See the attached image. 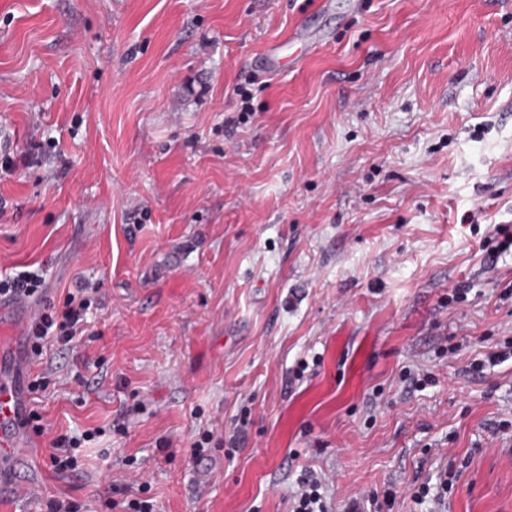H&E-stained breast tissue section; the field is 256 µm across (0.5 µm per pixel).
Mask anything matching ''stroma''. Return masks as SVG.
<instances>
[{
	"label": "stroma",
	"instance_id": "1",
	"mask_svg": "<svg viewBox=\"0 0 512 512\" xmlns=\"http://www.w3.org/2000/svg\"><path fill=\"white\" fill-rule=\"evenodd\" d=\"M320 2L0 0V276L102 284L42 359L0 319V375L49 381L0 512H289L306 467L332 512H512V358L470 368L512 339V0ZM81 440L76 437L60 435L51 441L49 453L50 466L56 473L63 474L74 471L77 467V457L72 450L80 448Z\"/></svg>",
	"mask_w": 512,
	"mask_h": 512
}]
</instances>
